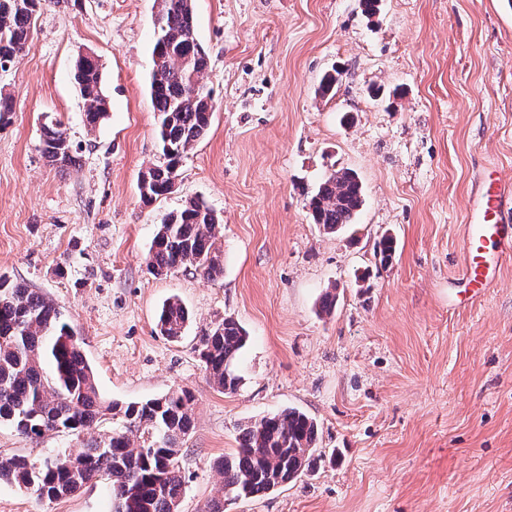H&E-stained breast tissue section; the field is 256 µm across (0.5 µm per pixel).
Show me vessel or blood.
<instances>
[{
  "instance_id": "vessel-or-blood-1",
  "label": "vessel or blood",
  "mask_w": 512,
  "mask_h": 512,
  "mask_svg": "<svg viewBox=\"0 0 512 512\" xmlns=\"http://www.w3.org/2000/svg\"><path fill=\"white\" fill-rule=\"evenodd\" d=\"M464 262L457 273L464 283L463 303L485 294L496 281L499 263L512 255V181L497 171L481 178L462 226Z\"/></svg>"
}]
</instances>
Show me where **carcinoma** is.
I'll return each instance as SVG.
<instances>
[{"mask_svg": "<svg viewBox=\"0 0 512 512\" xmlns=\"http://www.w3.org/2000/svg\"><path fill=\"white\" fill-rule=\"evenodd\" d=\"M46 0H0V69L12 63L32 35L33 19ZM154 72L150 84L163 162L141 173L138 189L151 203L173 188L178 166L207 132L214 97L208 84V56L195 34L194 0H158ZM93 127L108 112L102 68L97 57L82 55L74 73ZM60 123L42 126L40 151L62 170L78 163L73 143ZM364 204L363 186L348 169H333L309 200L313 223L329 233L355 222ZM218 218L196 199L168 214L147 257L149 271L162 276L191 265L208 276L223 272ZM396 240L384 235L376 256L392 262ZM189 312L177 299L163 304L157 326L173 341L182 338ZM247 334L232 317L201 337L200 361L213 385L236 391L242 382L237 360ZM194 394L172 390L160 397L119 404L101 396L96 375L73 328L48 298L0 277V424L39 439L49 431L79 437L75 453L53 452L39 461L0 457V480L30 489L54 503L105 476L112 484V512H179L186 477L178 465L181 447L193 427ZM317 424L302 411L286 408L241 429L233 454L218 463L224 498L206 512H224V502L251 499L288 484L314 465Z\"/></svg>", "mask_w": 512, "mask_h": 512, "instance_id": "obj_1", "label": "carcinoma"}]
</instances>
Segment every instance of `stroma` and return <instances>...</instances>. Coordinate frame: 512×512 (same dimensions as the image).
<instances>
[{"instance_id":"stroma-1","label":"stroma","mask_w":512,"mask_h":512,"mask_svg":"<svg viewBox=\"0 0 512 512\" xmlns=\"http://www.w3.org/2000/svg\"><path fill=\"white\" fill-rule=\"evenodd\" d=\"M216 110L167 196L142 202L159 163L150 102L155 0L48 5L0 69L14 110L0 123V275L55 302L100 393L121 404L176 388L195 396L178 457L180 512L224 494L216 464L240 427L294 407L319 425L322 460L296 481L224 512H512V259L472 306L452 307L461 226L476 175L512 179V7L507 0H195ZM98 57L108 116L84 122L79 55ZM340 80L320 94L325 72ZM60 122L67 170L39 150ZM348 168L365 202L352 227L313 223L321 178ZM204 200L219 219L223 272L165 276L145 258L163 218ZM397 239L380 264L374 247ZM338 298L320 314L327 290ZM190 313L180 340L162 304ZM249 339L233 393L199 361L224 318ZM50 431L0 425V456L78 450ZM0 512H112L107 479L52 504L0 481ZM189 319L185 306L177 299H170L161 308L157 326L161 335L177 341L182 338Z\"/></svg>"}]
</instances>
